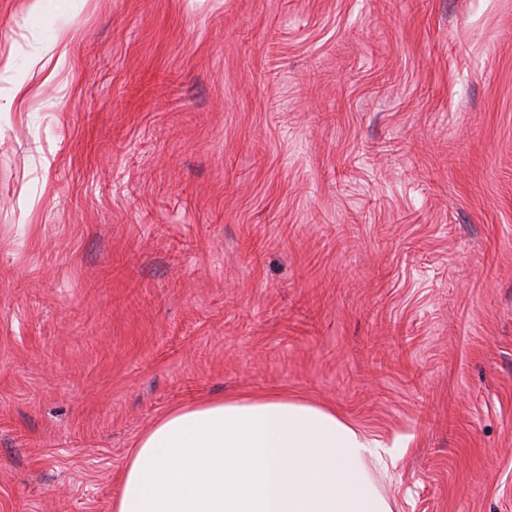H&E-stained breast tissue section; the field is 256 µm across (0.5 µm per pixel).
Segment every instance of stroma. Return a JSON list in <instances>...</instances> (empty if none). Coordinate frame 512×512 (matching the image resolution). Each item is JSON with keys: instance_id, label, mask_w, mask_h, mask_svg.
<instances>
[{"instance_id": "1", "label": "stroma", "mask_w": 512, "mask_h": 512, "mask_svg": "<svg viewBox=\"0 0 512 512\" xmlns=\"http://www.w3.org/2000/svg\"><path fill=\"white\" fill-rule=\"evenodd\" d=\"M6 50L0 512H112L158 418L267 393L395 512H512V0H0Z\"/></svg>"}]
</instances>
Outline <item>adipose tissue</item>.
Returning a JSON list of instances; mask_svg holds the SVG:
<instances>
[{
	"instance_id": "adipose-tissue-1",
	"label": "adipose tissue",
	"mask_w": 512,
	"mask_h": 512,
	"mask_svg": "<svg viewBox=\"0 0 512 512\" xmlns=\"http://www.w3.org/2000/svg\"><path fill=\"white\" fill-rule=\"evenodd\" d=\"M330 410L278 394L171 410L131 450L114 512H394L379 453Z\"/></svg>"
}]
</instances>
